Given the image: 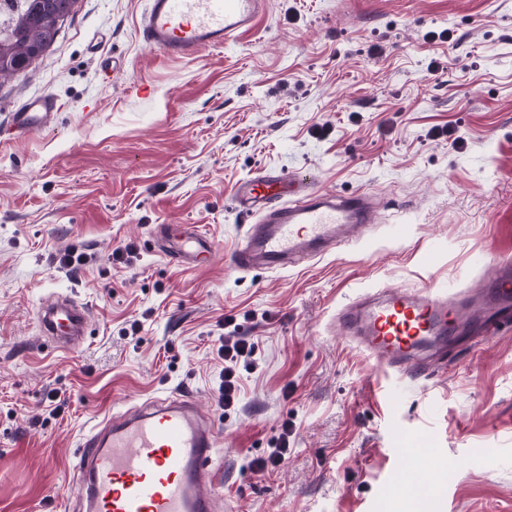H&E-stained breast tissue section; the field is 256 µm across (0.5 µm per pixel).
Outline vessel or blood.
<instances>
[{"label": "vessel or blood", "instance_id": "b4317fda", "mask_svg": "<svg viewBox=\"0 0 512 512\" xmlns=\"http://www.w3.org/2000/svg\"><path fill=\"white\" fill-rule=\"evenodd\" d=\"M266 0H147L140 26L143 44L172 59H189L224 47L251 29ZM56 103L40 95L11 115L10 130L49 127ZM236 201L253 217L246 240L232 253L239 271L275 269L290 259L325 255L347 225L372 221L370 195H342L272 171L240 182ZM161 252L180 265H197L214 254L211 239L191 227H158ZM467 299L454 300L427 288L386 289L367 294L340 312L347 334L381 365L405 374L424 370L429 357L446 349L458 327L494 337L512 318V264L494 265L477 304L466 318ZM42 332L60 347L76 348L87 334L86 308L58 295L40 308ZM222 433L202 417L193 395L179 393L143 403L132 414L104 419L86 436L76 458L79 512H217L221 478L214 457ZM402 478L415 487L414 439L396 432Z\"/></svg>", "mask_w": 512, "mask_h": 512}]
</instances>
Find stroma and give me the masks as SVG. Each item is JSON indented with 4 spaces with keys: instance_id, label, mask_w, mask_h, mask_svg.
Returning <instances> with one entry per match:
<instances>
[{
    "instance_id": "35a3bbf8",
    "label": "stroma",
    "mask_w": 512,
    "mask_h": 512,
    "mask_svg": "<svg viewBox=\"0 0 512 512\" xmlns=\"http://www.w3.org/2000/svg\"><path fill=\"white\" fill-rule=\"evenodd\" d=\"M145 6L77 0L0 81V126L33 96L59 107L0 140V512H75L83 436L174 391L223 434L218 512H413L396 428L434 459L432 512H512V328L402 378L336 321L385 288L476 292L512 261V0H267L234 45L183 60L141 43ZM104 49L121 64L109 78ZM265 170L371 193L374 221L324 257L235 270L249 221L234 191ZM160 224L197 225L209 264L170 262ZM127 244L130 265L112 257ZM70 247L87 263L60 267ZM56 294L88 309L71 351L40 333ZM228 316L258 352L227 412ZM286 426L287 460L250 470Z\"/></svg>"
}]
</instances>
